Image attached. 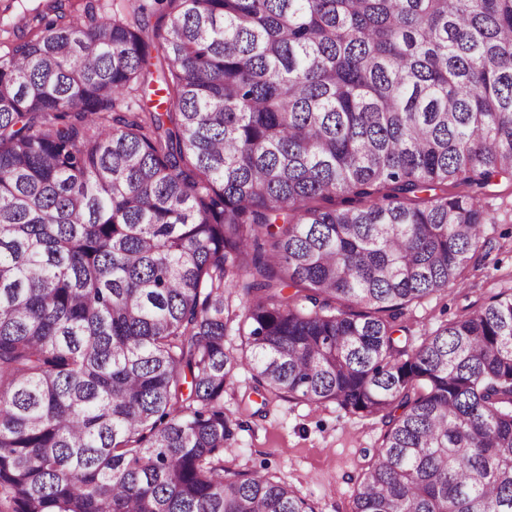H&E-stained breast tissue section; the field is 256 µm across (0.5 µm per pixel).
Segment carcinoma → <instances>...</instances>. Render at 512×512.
<instances>
[{
	"label": "carcinoma",
	"mask_w": 512,
	"mask_h": 512,
	"mask_svg": "<svg viewBox=\"0 0 512 512\" xmlns=\"http://www.w3.org/2000/svg\"><path fill=\"white\" fill-rule=\"evenodd\" d=\"M158 4L0 58V512H319L224 468L240 369L381 420L350 512H512V294L398 324L512 181V0Z\"/></svg>",
	"instance_id": "cac0c4a2"
}]
</instances>
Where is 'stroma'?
<instances>
[{
    "label": "stroma",
    "instance_id": "obj_1",
    "mask_svg": "<svg viewBox=\"0 0 512 512\" xmlns=\"http://www.w3.org/2000/svg\"><path fill=\"white\" fill-rule=\"evenodd\" d=\"M49 0H0V56L15 40L22 19L45 10ZM154 8V0H62L65 18L91 13L124 17L138 6ZM506 202L496 221L484 225L486 241L465 270L458 288L437 293L409 306L402 323L423 336L453 320L463 309H475L494 294L512 293V184L494 188ZM224 410L239 424L237 441L224 454L232 470H260L291 482L317 503L320 512H348L363 464L362 451L377 445L380 420L352 415L336 405L312 407L298 401L262 400L248 371H239L224 394Z\"/></svg>",
    "mask_w": 512,
    "mask_h": 512
}]
</instances>
